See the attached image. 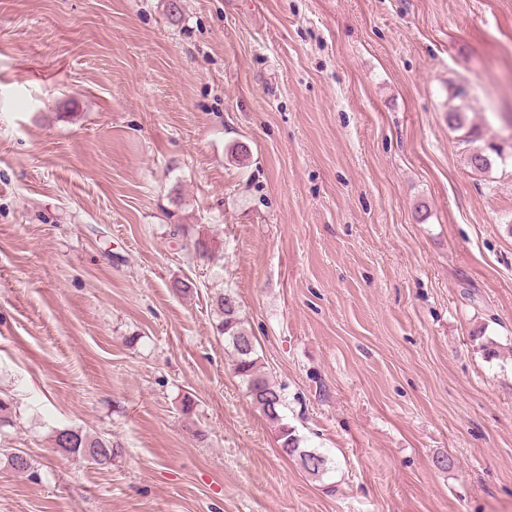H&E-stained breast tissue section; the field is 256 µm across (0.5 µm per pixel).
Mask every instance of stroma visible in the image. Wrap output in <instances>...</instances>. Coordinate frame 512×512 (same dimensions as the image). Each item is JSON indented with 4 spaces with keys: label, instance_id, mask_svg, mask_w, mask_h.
Masks as SVG:
<instances>
[{
    "label": "stroma",
    "instance_id": "obj_1",
    "mask_svg": "<svg viewBox=\"0 0 512 512\" xmlns=\"http://www.w3.org/2000/svg\"><path fill=\"white\" fill-rule=\"evenodd\" d=\"M0 401V512H512V0H0ZM216 307L222 316L220 331L231 348L236 375L243 379L254 404L265 417L278 427L281 451L296 459L300 466L313 476L325 475L329 459L316 449L300 447L295 431L284 424L282 409L285 406L283 389L261 371L256 357V339L244 328L239 316V305L234 295L224 292L216 298ZM57 448H65L67 452L82 456L96 465H108L118 448H112L109 441L92 438L82 431L73 429L57 430L55 435Z\"/></svg>",
    "mask_w": 512,
    "mask_h": 512
}]
</instances>
